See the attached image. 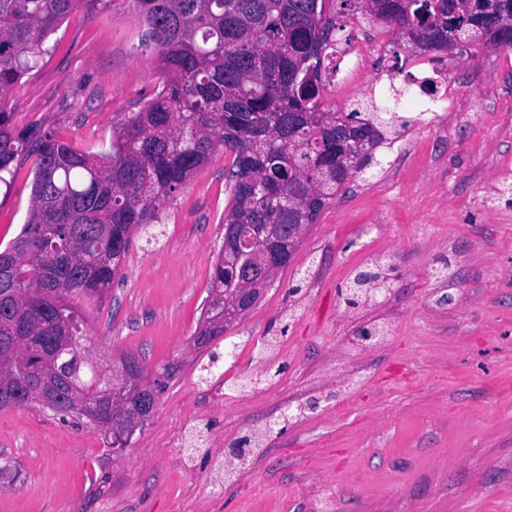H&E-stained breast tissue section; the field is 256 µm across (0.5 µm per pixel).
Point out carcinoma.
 <instances>
[{
  "mask_svg": "<svg viewBox=\"0 0 512 512\" xmlns=\"http://www.w3.org/2000/svg\"><path fill=\"white\" fill-rule=\"evenodd\" d=\"M84 0H0V183L10 184L19 157L36 156L29 215L1 254L28 242L12 259L0 289L18 292L24 311L0 307V337L21 336L24 372L12 379L9 404L36 406L35 394L71 358L58 344L81 335L73 297L102 299L129 248L112 244L147 231L159 206L174 196L216 151L233 156L227 172L224 224L236 232L218 251L202 329L204 346L236 320L226 305L241 285L246 255L239 236L269 245L286 265L298 244L293 224H312L385 140V118L319 105V71L331 20L325 0H131L144 27L160 82L141 109L112 133L109 151L91 156L30 127L16 130L5 106L18 80L33 69L45 42ZM366 10L396 30L418 54L457 49H512V0H475L476 28L459 0H364ZM85 403L102 386L84 367ZM121 409L153 411L155 396L139 371L136 387L118 396ZM54 415L82 419L83 407L59 385Z\"/></svg>",
  "mask_w": 512,
  "mask_h": 512,
  "instance_id": "1",
  "label": "carcinoma"
}]
</instances>
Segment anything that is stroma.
I'll use <instances>...</instances> for the list:
<instances>
[{
    "mask_svg": "<svg viewBox=\"0 0 512 512\" xmlns=\"http://www.w3.org/2000/svg\"><path fill=\"white\" fill-rule=\"evenodd\" d=\"M142 32L131 0L72 14L12 91L16 128L107 151L159 83ZM408 56L390 44L329 93L337 111L397 120L257 303L204 347L193 336L230 156L215 153L163 203L103 303L78 302L93 340L141 362L151 417L116 455L88 424L0 411V512H512V50L426 53L455 72L448 110L425 116ZM33 167L20 160L0 188L1 249L27 220ZM362 271L386 287L347 308L338 293ZM371 325L385 334L359 350ZM227 348L223 372L207 373ZM246 378L256 386L237 389ZM277 421L284 432L246 464H220L229 443Z\"/></svg>",
    "mask_w": 512,
    "mask_h": 512,
    "instance_id": "1",
    "label": "stroma"
}]
</instances>
